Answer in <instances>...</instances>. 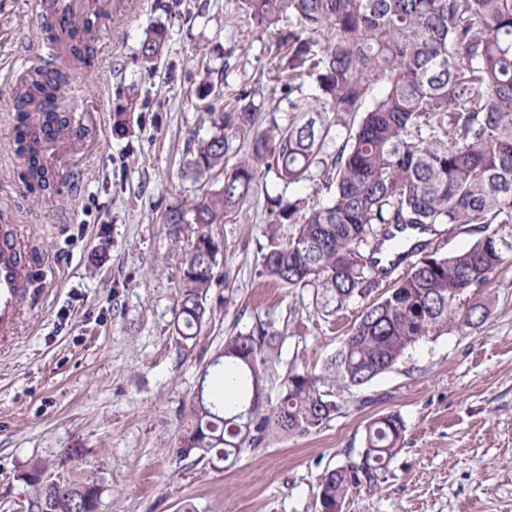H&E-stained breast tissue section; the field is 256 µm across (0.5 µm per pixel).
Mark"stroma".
<instances>
[{"label":"stroma","mask_w":512,"mask_h":512,"mask_svg":"<svg viewBox=\"0 0 512 512\" xmlns=\"http://www.w3.org/2000/svg\"><path fill=\"white\" fill-rule=\"evenodd\" d=\"M100 38L110 65L77 74L71 134L82 156L61 166L44 196L24 178L12 141L10 69L44 56L35 0H0V218L44 256L40 302L22 301L20 323L0 346V512H36L21 473L41 460L71 481L97 480L98 512H319L327 470L358 460L366 424L399 413L401 449L343 512H512V258L478 292L489 314L472 332L420 340L371 382L340 389V410L317 432L270 435L231 463L176 457L200 375L227 335L256 322L284 338L268 364L264 394L276 398L288 369L319 374L367 300L334 312L316 288L272 287L262 277V229L276 220L266 194L327 199L315 183L265 175L242 214L212 225L224 242L194 341L174 328L178 268L194 234L163 223L178 204L205 193L182 177L189 147L207 137L206 108L258 89L261 122H286L288 102L269 80L275 52L242 0H107ZM166 40L153 62L142 43Z\"/></svg>","instance_id":"obj_1"}]
</instances>
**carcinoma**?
Wrapping results in <instances>:
<instances>
[{"label":"carcinoma","mask_w":512,"mask_h":512,"mask_svg":"<svg viewBox=\"0 0 512 512\" xmlns=\"http://www.w3.org/2000/svg\"><path fill=\"white\" fill-rule=\"evenodd\" d=\"M260 30L275 39L272 80L291 95L310 78L317 93L288 99L293 115L255 129V90L241 89L235 102L216 106L213 132L198 141L185 162L200 180L219 168L224 179L188 208L167 212L163 223L195 224L182 260L176 331L185 342L199 336L207 315L204 299L224 255V243L209 231L249 202L262 171L284 182H318L327 202L267 197L279 223L266 226L261 275L277 284L317 286L323 305L341 310L365 297L398 269L380 265L383 246L395 249L391 228L403 224L429 231L437 224H512V0H243ZM106 12L70 30L72 64L39 74L26 95V114L15 137L26 177L45 190L55 173L40 155L47 133L65 137L67 113L58 111L70 70L95 71L93 33ZM288 20V26L280 22ZM164 31L142 43L153 61ZM360 118L356 128L329 150L332 127ZM250 150L232 167L237 136ZM284 224L296 225L283 235ZM418 256L390 288L370 303L342 340L321 375L289 370L276 402L262 404L265 355L284 337L262 322L224 339L211 365L237 381L231 404L224 376L207 384L188 410V431L175 454L196 461L227 462L270 433L309 434L340 409L332 386L355 388L391 369L423 338L455 328L464 333L487 318L483 303L462 299L488 286L490 276L512 254V236L487 233L470 246L444 254L423 241L406 240ZM405 423L397 413L373 419L365 430L361 459L322 476L320 512H336L354 490L375 485L401 448ZM45 466L32 463L22 479L36 501L49 495L37 483ZM94 481H66L54 491L73 512H97Z\"/></svg>","instance_id":"carcinoma-1"}]
</instances>
